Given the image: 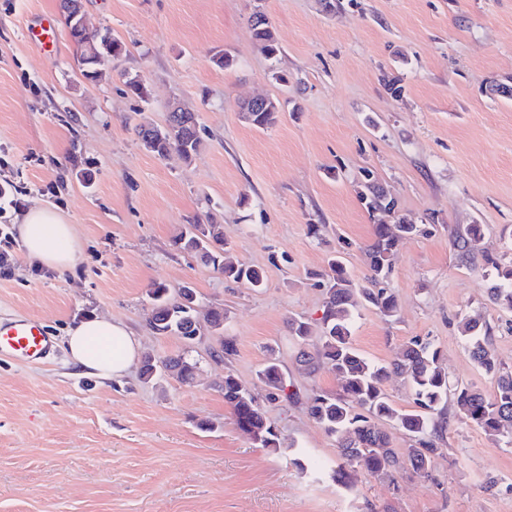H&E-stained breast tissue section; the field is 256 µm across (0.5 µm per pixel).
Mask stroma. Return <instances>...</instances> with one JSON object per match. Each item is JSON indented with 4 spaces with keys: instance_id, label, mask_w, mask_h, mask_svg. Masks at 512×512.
<instances>
[{
    "instance_id": "1",
    "label": "stroma",
    "mask_w": 512,
    "mask_h": 512,
    "mask_svg": "<svg viewBox=\"0 0 512 512\" xmlns=\"http://www.w3.org/2000/svg\"><path fill=\"white\" fill-rule=\"evenodd\" d=\"M90 30L123 47L96 80H83L60 0H0V315L39 320L57 338L92 314L123 323L141 354L187 353L199 373L143 381L78 374L64 348L44 364L0 357V512H512V445L450 413L435 482L404 477L398 489L351 469L332 480L336 438L303 406L266 402L289 456L243 434L221 385L232 372L257 397L276 354L304 392H338L336 374H308L288 322H317L327 260L342 254L355 285L377 218L360 196L364 170L396 197L399 214L430 231L404 239L389 278L394 317L358 307L354 346L388 362L412 337L433 340L451 380L493 394L456 323L477 311L496 357L512 369V312L493 304L495 277L462 263L450 231L480 224L484 247L512 259V0H82ZM280 47L269 56L250 27L255 11ZM49 20L59 42L27 36ZM232 62L215 63L219 54ZM143 83L138 98L128 80ZM398 80L401 96L387 90ZM278 100L258 128L240 104ZM180 102L196 112L202 143L191 160L148 152L135 129L165 126ZM91 169V183L81 172ZM51 206L74 224L73 267L27 261L21 212ZM220 225L233 261L265 285L230 283L173 240L185 225ZM318 234H310V225ZM190 283L199 317L224 312L222 333L192 346L149 326L150 290ZM232 338L229 362L211 356Z\"/></svg>"
}]
</instances>
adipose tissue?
<instances>
[{"mask_svg":"<svg viewBox=\"0 0 512 512\" xmlns=\"http://www.w3.org/2000/svg\"><path fill=\"white\" fill-rule=\"evenodd\" d=\"M18 232L27 259L48 269L71 268L81 250L74 226L53 208H29L21 218ZM65 350L71 364L105 379L128 371L139 357V345L127 328L100 316L71 326Z\"/></svg>","mask_w":512,"mask_h":512,"instance_id":"adipose-tissue-1","label":"adipose tissue"}]
</instances>
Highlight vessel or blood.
<instances>
[{"label": "vessel or blood", "mask_w": 512, "mask_h": 512, "mask_svg": "<svg viewBox=\"0 0 512 512\" xmlns=\"http://www.w3.org/2000/svg\"><path fill=\"white\" fill-rule=\"evenodd\" d=\"M57 339L36 319L0 318V355L40 363L54 356Z\"/></svg>", "instance_id": "vessel-or-blood-1"}]
</instances>
